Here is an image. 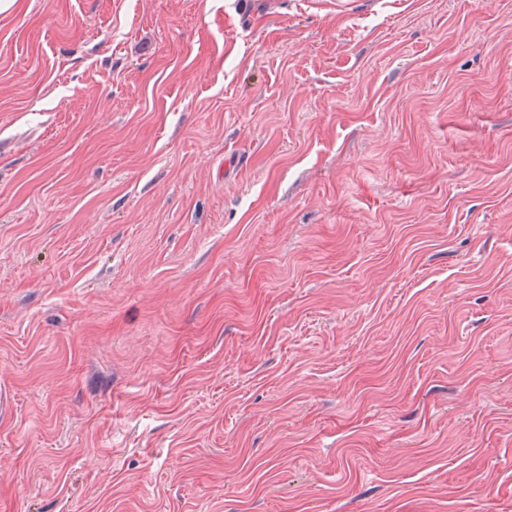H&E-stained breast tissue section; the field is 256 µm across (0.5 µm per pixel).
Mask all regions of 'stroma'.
Listing matches in <instances>:
<instances>
[{"label":"stroma","instance_id":"stroma-1","mask_svg":"<svg viewBox=\"0 0 512 512\" xmlns=\"http://www.w3.org/2000/svg\"><path fill=\"white\" fill-rule=\"evenodd\" d=\"M0 512H512V0H0Z\"/></svg>","mask_w":512,"mask_h":512}]
</instances>
